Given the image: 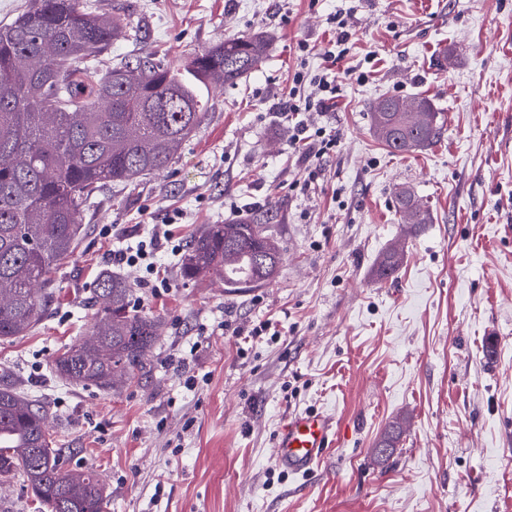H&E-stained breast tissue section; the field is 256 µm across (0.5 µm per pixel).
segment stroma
<instances>
[{"label":"stroma","instance_id":"stroma-1","mask_svg":"<svg viewBox=\"0 0 512 512\" xmlns=\"http://www.w3.org/2000/svg\"><path fill=\"white\" fill-rule=\"evenodd\" d=\"M96 3L120 21L105 67L149 53L177 65L257 32L269 45L246 79L211 86L167 169L98 190L45 318L0 339V374L45 407L68 466L95 471L108 512H512V0ZM340 10L352 36L323 118L337 143L305 191L309 161L278 104L294 71L317 69ZM383 96L429 98L437 142L389 151L370 122ZM404 189L430 223L403 224ZM176 211L184 245L208 224L263 222L281 248L276 280L228 293L182 279L164 249L165 287H141L112 253ZM394 246L400 267L378 279ZM106 269L159 321L148 374L109 392L52 372L90 335ZM266 320L281 337L252 335ZM301 412L336 421L305 476L274 460L281 423ZM398 419L393 455L376 462Z\"/></svg>","mask_w":512,"mask_h":512}]
</instances>
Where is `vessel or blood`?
Returning a JSON list of instances; mask_svg holds the SVG:
<instances>
[{"label": "vessel or blood", "instance_id": "obj_1", "mask_svg": "<svg viewBox=\"0 0 512 512\" xmlns=\"http://www.w3.org/2000/svg\"><path fill=\"white\" fill-rule=\"evenodd\" d=\"M335 434L336 424L328 415L294 414L279 429L275 459L288 471L307 473L332 446Z\"/></svg>", "mask_w": 512, "mask_h": 512}]
</instances>
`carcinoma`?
<instances>
[{
	"label": "carcinoma",
	"mask_w": 512,
	"mask_h": 512,
	"mask_svg": "<svg viewBox=\"0 0 512 512\" xmlns=\"http://www.w3.org/2000/svg\"><path fill=\"white\" fill-rule=\"evenodd\" d=\"M115 20L80 0H26L0 25V338L23 336L44 317L51 273L75 251L77 224L96 191L167 168L200 124L204 89L234 85L266 56L261 33L227 38L178 68L149 56L102 73L97 56L111 45ZM375 137L394 152L435 143L438 113L429 99L386 96L371 105ZM405 222L431 221L408 190L396 197ZM281 250L253 222L207 224L180 261L187 280L218 278L229 292L260 288L278 271ZM401 253L379 262L393 276ZM104 298L92 336L63 348L52 369L71 384L102 391L144 372L157 320L136 309L131 285L100 274ZM43 407L0 376V482L20 479L50 512H100L102 485L89 470L66 466L61 450L44 447ZM390 424L378 448H395Z\"/></svg>",
	"instance_id": "cac0c4a2"
}]
</instances>
